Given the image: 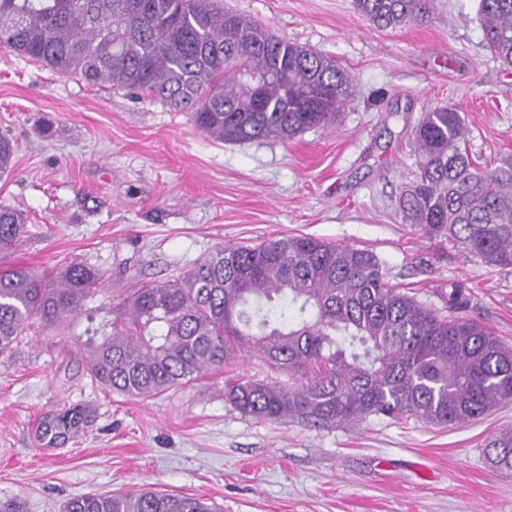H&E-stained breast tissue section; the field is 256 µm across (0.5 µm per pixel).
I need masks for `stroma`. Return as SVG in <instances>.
<instances>
[{
	"label": "stroma",
	"mask_w": 512,
	"mask_h": 512,
	"mask_svg": "<svg viewBox=\"0 0 512 512\" xmlns=\"http://www.w3.org/2000/svg\"><path fill=\"white\" fill-rule=\"evenodd\" d=\"M224 5L353 75L338 127L285 144L217 142L190 113L0 49V134L16 145L0 203L28 226L0 264L109 269L97 305L218 246L304 235L372 250L391 283L440 313L462 289L461 315L512 346V268L482 266L398 209L417 174L411 130L429 105L459 107L475 160L512 153V68L485 50L478 0H436L430 23L395 29L353 0ZM240 373L288 380L246 356L134 400L91 380L71 328L29 333L0 354V506L62 512L79 495L143 486L224 512H512V478L484 454L512 426V405L453 429L371 416L315 430L241 415L224 399Z\"/></svg>",
	"instance_id": "obj_1"
}]
</instances>
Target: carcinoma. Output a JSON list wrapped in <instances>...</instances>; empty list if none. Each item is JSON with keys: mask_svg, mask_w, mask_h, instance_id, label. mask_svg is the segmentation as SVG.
I'll return each instance as SVG.
<instances>
[{"mask_svg": "<svg viewBox=\"0 0 512 512\" xmlns=\"http://www.w3.org/2000/svg\"><path fill=\"white\" fill-rule=\"evenodd\" d=\"M378 28L423 25L434 0H355ZM486 50L512 67V0H478ZM0 48L61 76L139 91L192 113L219 142L286 143L336 126L354 100L334 59L278 38L224 0H0ZM418 175L399 198L406 223L446 237L488 268L512 267V154L479 165L459 109L428 107L412 132ZM12 141L0 135V173ZM0 204V253L27 233ZM106 270L71 261L42 274L0 268V354L34 322L83 320L73 345L91 376L147 399L220 371L249 351L288 385L238 376L224 398L242 415L315 428L369 416L465 426L512 404V348L471 318L444 316L391 284L369 249L311 237L225 244L165 281L89 305ZM488 458L512 476V428ZM64 512H221L199 498L147 488L88 493Z\"/></svg>", "mask_w": 512, "mask_h": 512, "instance_id": "obj_1", "label": "carcinoma"}]
</instances>
